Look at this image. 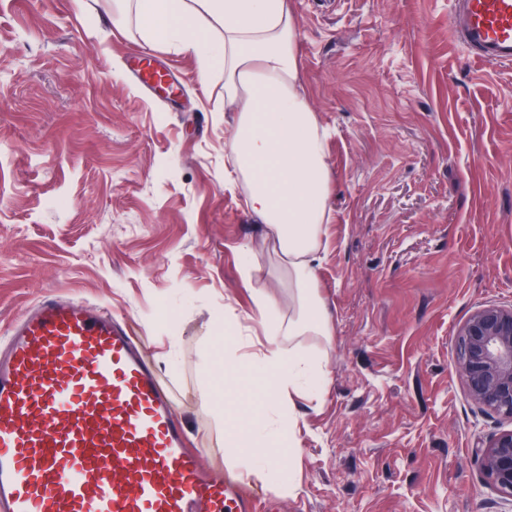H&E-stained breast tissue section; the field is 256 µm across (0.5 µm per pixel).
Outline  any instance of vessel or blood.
I'll return each instance as SVG.
<instances>
[{"mask_svg":"<svg viewBox=\"0 0 512 512\" xmlns=\"http://www.w3.org/2000/svg\"><path fill=\"white\" fill-rule=\"evenodd\" d=\"M451 34L489 64L512 63V0H458ZM148 86L173 95L150 64ZM231 475L186 448L168 388L128 325L55 292L0 345V505L7 512H258Z\"/></svg>","mask_w":512,"mask_h":512,"instance_id":"b4317fda","label":"vessel or blood"}]
</instances>
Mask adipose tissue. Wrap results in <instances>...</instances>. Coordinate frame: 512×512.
Instances as JSON below:
<instances>
[{
    "mask_svg": "<svg viewBox=\"0 0 512 512\" xmlns=\"http://www.w3.org/2000/svg\"><path fill=\"white\" fill-rule=\"evenodd\" d=\"M117 19L135 15L143 40L192 54L201 75L224 71V103L236 112L225 153L245 185V208L265 226L264 242L288 271L299 316L292 336H323L327 316L319 298L318 253L328 220L329 173L325 131L299 88L297 24L289 0H118ZM264 402L237 400L241 378L224 370V416L230 438L247 437L242 460L271 482L289 456L288 425L265 430L262 405L283 403L290 392H311L322 367L276 339L250 368Z\"/></svg>",
    "mask_w": 512,
    "mask_h": 512,
    "instance_id": "ef3b65f1",
    "label": "adipose tissue"
}]
</instances>
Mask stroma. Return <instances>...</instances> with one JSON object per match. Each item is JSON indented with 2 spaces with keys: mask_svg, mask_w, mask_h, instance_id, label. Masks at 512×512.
<instances>
[{
  "mask_svg": "<svg viewBox=\"0 0 512 512\" xmlns=\"http://www.w3.org/2000/svg\"><path fill=\"white\" fill-rule=\"evenodd\" d=\"M327 130L326 336H289L288 273L224 159V72L143 43L113 0H0V331L53 291L129 323L208 472L240 474L224 341L327 369L295 398L279 512H512L472 450L512 430L456 375L475 309L512 305V64L448 37L455 0H291ZM150 55L177 101L135 76ZM276 303L258 315L250 282ZM215 388L205 399V383Z\"/></svg>",
  "mask_w": 512,
  "mask_h": 512,
  "instance_id": "1",
  "label": "stroma"
}]
</instances>
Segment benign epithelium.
Wrapping results in <instances>:
<instances>
[{"label": "benign epithelium", "instance_id": "obj_1", "mask_svg": "<svg viewBox=\"0 0 512 512\" xmlns=\"http://www.w3.org/2000/svg\"><path fill=\"white\" fill-rule=\"evenodd\" d=\"M457 371L471 400L512 418V305L475 310L457 333ZM483 476L512 498V430L474 449Z\"/></svg>", "mask_w": 512, "mask_h": 512}]
</instances>
